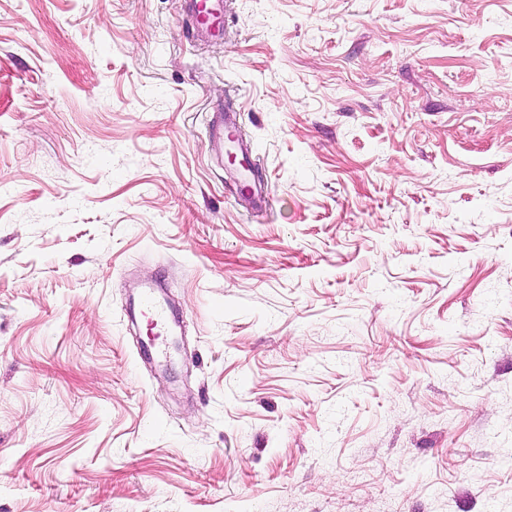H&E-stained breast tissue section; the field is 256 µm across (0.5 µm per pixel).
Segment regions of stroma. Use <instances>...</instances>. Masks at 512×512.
Instances as JSON below:
<instances>
[{"instance_id":"stroma-1","label":"stroma","mask_w":512,"mask_h":512,"mask_svg":"<svg viewBox=\"0 0 512 512\" xmlns=\"http://www.w3.org/2000/svg\"><path fill=\"white\" fill-rule=\"evenodd\" d=\"M226 11L0 0V512H512V0ZM191 13L195 17L198 24H200V34L207 38L213 39L216 37V31H220L217 22L222 17L221 13L224 12V27L227 23V14L223 1L220 0H204L201 3H197L191 0ZM205 10L208 14L209 21L200 22V10ZM210 141L213 147L223 149L224 146L236 153L238 158L237 172L252 170L254 166L251 148L242 136L235 112H220L209 124ZM138 308L147 312L154 326H161L168 336H174L179 324V318L172 316L169 308L155 294L152 287L143 288L138 298L133 301L132 310Z\"/></svg>"}]
</instances>
